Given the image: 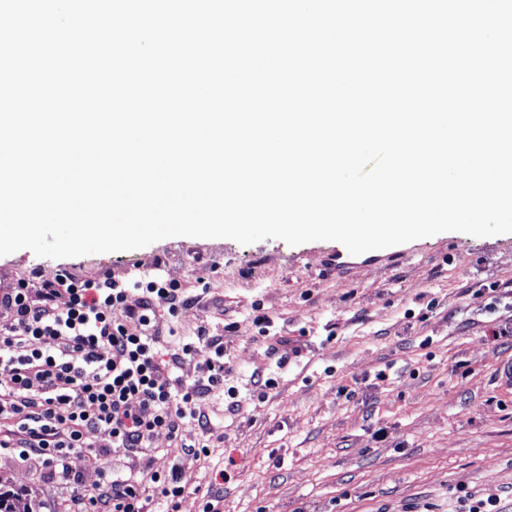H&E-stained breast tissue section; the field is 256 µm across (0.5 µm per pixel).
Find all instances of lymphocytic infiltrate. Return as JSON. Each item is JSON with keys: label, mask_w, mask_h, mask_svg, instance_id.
Returning a JSON list of instances; mask_svg holds the SVG:
<instances>
[{"label": "lymphocytic infiltrate", "mask_w": 512, "mask_h": 512, "mask_svg": "<svg viewBox=\"0 0 512 512\" xmlns=\"http://www.w3.org/2000/svg\"><path fill=\"white\" fill-rule=\"evenodd\" d=\"M0 302L15 313L12 327L0 332V451L46 479L69 482L74 494L65 512H151L156 495L177 506L185 492L178 470L147 465L123 473L112 455L137 452L160 430L185 461L212 455L208 441L189 439L186 430L199 418L198 399L224 387L219 340L199 332L164 362L152 325L158 308L177 316L187 302L183 288L145 275L117 281L62 273L39 288L14 283ZM119 307L120 318L113 314ZM201 346L213 348V357L193 382L174 384L171 370ZM93 432L107 433L112 445L93 450L101 476L87 487L69 460Z\"/></svg>", "instance_id": "obj_1"}]
</instances>
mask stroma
I'll list each match as a JSON object with an SVG mask.
<instances>
[{
    "instance_id": "stroma-1",
    "label": "stroma",
    "mask_w": 512,
    "mask_h": 512,
    "mask_svg": "<svg viewBox=\"0 0 512 512\" xmlns=\"http://www.w3.org/2000/svg\"><path fill=\"white\" fill-rule=\"evenodd\" d=\"M332 241L176 236L70 258L21 249L0 281L149 272L192 296L153 324L221 337L224 388L201 399L206 464H184L178 512L223 470L224 512H450L458 495L512 502V233L443 232L339 275ZM275 379L258 389L255 375ZM349 396H342L341 388ZM0 486L60 512L73 488L0 456Z\"/></svg>"
}]
</instances>
